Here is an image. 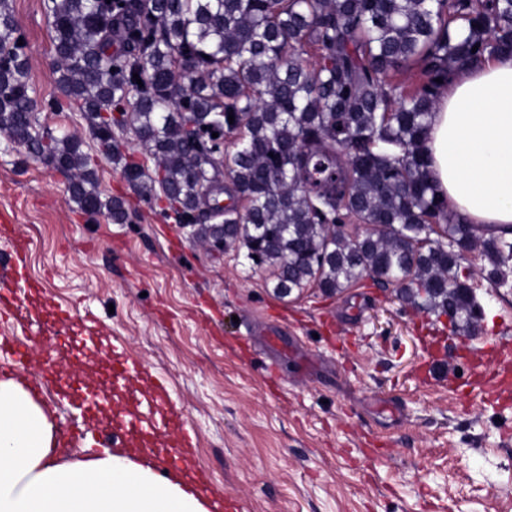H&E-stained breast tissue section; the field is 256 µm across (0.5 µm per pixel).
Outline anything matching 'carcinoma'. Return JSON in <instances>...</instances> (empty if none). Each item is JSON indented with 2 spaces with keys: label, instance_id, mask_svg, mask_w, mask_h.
Wrapping results in <instances>:
<instances>
[{
  "label": "carcinoma",
  "instance_id": "cac0c4a2",
  "mask_svg": "<svg viewBox=\"0 0 512 512\" xmlns=\"http://www.w3.org/2000/svg\"><path fill=\"white\" fill-rule=\"evenodd\" d=\"M44 9L62 92L47 108L83 112L99 156L122 164L146 199L164 197L200 246L246 249L278 295L309 285L335 294L374 272L404 305L469 335L483 316L475 278L512 283V240L450 218L423 152L449 70L512 49V0H44ZM19 39L0 0V133L68 175L69 200L84 212L132 221L99 191L82 140L40 124ZM411 67L423 80L410 92L392 78ZM235 131L229 150L224 133ZM129 133L154 174L122 152ZM222 175L244 209L220 204Z\"/></svg>",
  "mask_w": 512,
  "mask_h": 512
}]
</instances>
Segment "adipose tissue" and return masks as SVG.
Returning <instances> with one entry per match:
<instances>
[{
	"label": "adipose tissue",
	"instance_id": "obj_1",
	"mask_svg": "<svg viewBox=\"0 0 512 512\" xmlns=\"http://www.w3.org/2000/svg\"><path fill=\"white\" fill-rule=\"evenodd\" d=\"M424 153L451 216L512 230V54L454 68ZM51 411L16 375L0 376V512H209L176 475L156 476L111 449L60 461Z\"/></svg>",
	"mask_w": 512,
	"mask_h": 512
}]
</instances>
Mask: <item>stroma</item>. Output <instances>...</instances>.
I'll return each mask as SVG.
<instances>
[{"instance_id":"35a3bbf8","label":"stroma","mask_w":512,"mask_h":512,"mask_svg":"<svg viewBox=\"0 0 512 512\" xmlns=\"http://www.w3.org/2000/svg\"><path fill=\"white\" fill-rule=\"evenodd\" d=\"M12 6L34 98H60L43 0ZM97 176L134 222L80 212L65 174L0 139V262L15 234L30 240V286L0 288V310L36 287L90 319L75 331L90 346L61 381L107 390L102 361L116 351L142 361L194 435L195 466L240 512H512V392L495 396L475 375L492 344L512 358L511 288L478 281L474 336L368 277L281 299L245 250L196 244L111 160L98 159ZM31 314L0 320V338L55 349L58 326L42 307ZM26 376L57 425L77 433L63 456H81L94 432L58 384H40L38 362Z\"/></svg>"}]
</instances>
